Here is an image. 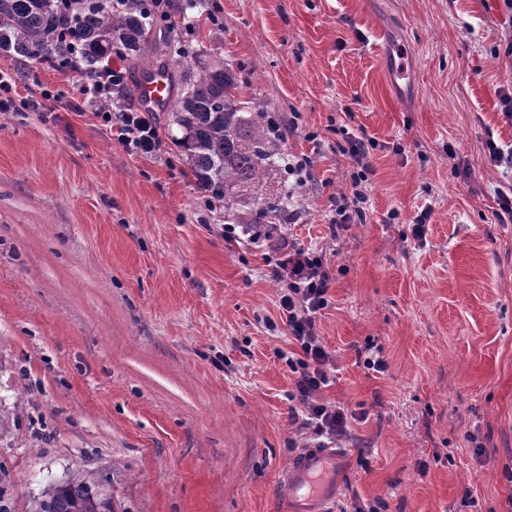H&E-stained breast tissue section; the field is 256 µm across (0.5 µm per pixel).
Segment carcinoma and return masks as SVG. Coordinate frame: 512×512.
<instances>
[{"mask_svg": "<svg viewBox=\"0 0 512 512\" xmlns=\"http://www.w3.org/2000/svg\"><path fill=\"white\" fill-rule=\"evenodd\" d=\"M156 23L145 0H0V52L22 62H43L77 51L88 74L98 73L112 55L135 71L144 50L154 45L144 77L164 76L170 85L167 110L180 133L189 170L198 187L224 206V215L255 206L250 223L271 240L276 221L288 213V196L267 194L266 175L281 154L263 113L246 118L242 88L224 64L187 57L174 59L166 36L155 37ZM29 512H114L101 479L89 471L50 485Z\"/></svg>", "mask_w": 512, "mask_h": 512, "instance_id": "1", "label": "carcinoma"}]
</instances>
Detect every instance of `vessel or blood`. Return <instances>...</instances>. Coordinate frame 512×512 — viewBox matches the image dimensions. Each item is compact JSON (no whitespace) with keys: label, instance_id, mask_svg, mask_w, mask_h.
I'll use <instances>...</instances> for the list:
<instances>
[{"label":"vessel or blood","instance_id":"b4317fda","mask_svg":"<svg viewBox=\"0 0 512 512\" xmlns=\"http://www.w3.org/2000/svg\"><path fill=\"white\" fill-rule=\"evenodd\" d=\"M145 104L160 108L170 97L165 77L154 76L136 89ZM348 452L328 445L300 449L291 459L279 485L286 512H329L345 491Z\"/></svg>","mask_w":512,"mask_h":512}]
</instances>
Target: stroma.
I'll return each instance as SVG.
<instances>
[{"instance_id": "35a3bbf8", "label": "stroma", "mask_w": 512, "mask_h": 512, "mask_svg": "<svg viewBox=\"0 0 512 512\" xmlns=\"http://www.w3.org/2000/svg\"><path fill=\"white\" fill-rule=\"evenodd\" d=\"M159 26L297 122L283 152L311 166L274 167L270 191L290 196L280 234L332 272L320 398L354 413L337 512H512V176L487 148L512 150V0H175ZM1 68L58 102L0 112V498L28 512L87 470L115 512H281L314 438L276 356L296 344L274 248L225 239L167 112L138 157L72 111L71 78ZM344 127L376 147L366 219L341 227Z\"/></svg>"}]
</instances>
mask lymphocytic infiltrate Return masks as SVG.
I'll return each mask as SVG.
<instances>
[{
	"label": "lymphocytic infiltrate",
	"mask_w": 512,
	"mask_h": 512,
	"mask_svg": "<svg viewBox=\"0 0 512 512\" xmlns=\"http://www.w3.org/2000/svg\"><path fill=\"white\" fill-rule=\"evenodd\" d=\"M56 67L59 72L77 76L80 102L100 107L102 118L116 131L119 144L128 153L153 156L160 151L161 140L152 114L139 110L122 95L127 83L124 71L107 65L93 78L83 80L78 58L57 60ZM269 275L282 286L280 306L288 333L298 345L297 350L277 353L294 377L295 389L288 398L316 437L335 439L345 433L348 411L319 397L332 382V355L316 328L317 315L328 304L331 272L317 252L293 249L286 259L270 265Z\"/></svg>",
	"instance_id": "f902f5d3"
}]
</instances>
